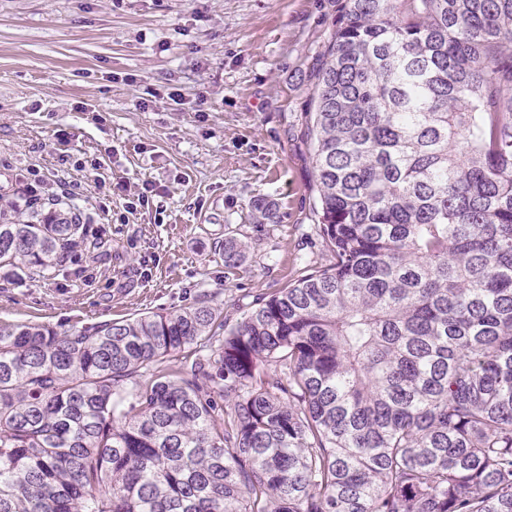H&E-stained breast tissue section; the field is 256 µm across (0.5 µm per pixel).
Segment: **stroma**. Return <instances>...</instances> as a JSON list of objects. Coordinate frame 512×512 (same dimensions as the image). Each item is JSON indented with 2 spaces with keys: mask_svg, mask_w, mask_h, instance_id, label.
Wrapping results in <instances>:
<instances>
[{
  "mask_svg": "<svg viewBox=\"0 0 512 512\" xmlns=\"http://www.w3.org/2000/svg\"><path fill=\"white\" fill-rule=\"evenodd\" d=\"M347 0H0V203L89 226L52 277L0 274V325L60 330L284 287L327 264L311 73ZM150 206L133 207L144 188ZM272 223L250 218L254 199ZM249 246L227 272L221 245Z\"/></svg>",
  "mask_w": 512,
  "mask_h": 512,
  "instance_id": "1",
  "label": "stroma"
}]
</instances>
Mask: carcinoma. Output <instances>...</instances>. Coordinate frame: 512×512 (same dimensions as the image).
Returning a JSON list of instances; mask_svg holds the SVG:
<instances>
[{
	"instance_id": "1",
	"label": "carcinoma",
	"mask_w": 512,
	"mask_h": 512,
	"mask_svg": "<svg viewBox=\"0 0 512 512\" xmlns=\"http://www.w3.org/2000/svg\"><path fill=\"white\" fill-rule=\"evenodd\" d=\"M312 78L329 263L234 322L0 325V512H512V0H348ZM79 217L0 209V268Z\"/></svg>"
}]
</instances>
